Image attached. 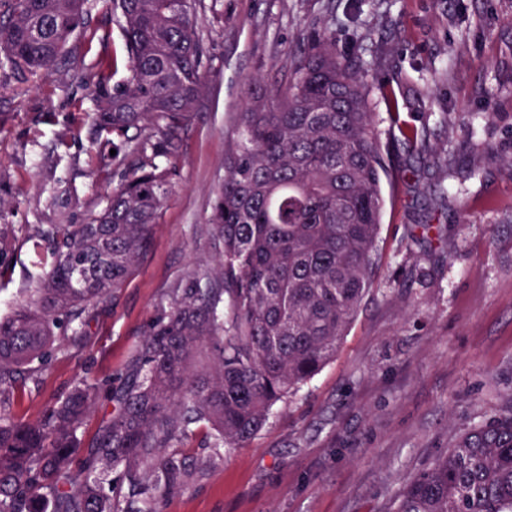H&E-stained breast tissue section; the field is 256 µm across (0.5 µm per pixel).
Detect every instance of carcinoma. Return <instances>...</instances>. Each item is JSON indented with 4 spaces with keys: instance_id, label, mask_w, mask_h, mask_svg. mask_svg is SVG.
I'll return each instance as SVG.
<instances>
[{
    "instance_id": "1",
    "label": "carcinoma",
    "mask_w": 512,
    "mask_h": 512,
    "mask_svg": "<svg viewBox=\"0 0 512 512\" xmlns=\"http://www.w3.org/2000/svg\"><path fill=\"white\" fill-rule=\"evenodd\" d=\"M88 0H0V52L19 74L58 72ZM129 61L101 71L88 130L135 162L82 224H39L31 302L0 317V512H164L243 448L272 408L336 351L369 293L393 164L370 112L374 63L323 32L290 55L288 85L240 113L210 223L215 266L177 281L119 377L78 379L35 419L13 411L27 382L86 328L153 245L166 186L208 91L197 0H111ZM380 94L399 125L398 100ZM0 224V276L17 249ZM109 406L92 436L88 419ZM197 428L211 448L184 447ZM393 512H512V408L474 424L396 496Z\"/></svg>"
}]
</instances>
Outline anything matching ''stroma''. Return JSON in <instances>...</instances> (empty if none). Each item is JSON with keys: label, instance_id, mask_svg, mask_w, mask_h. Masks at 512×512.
Instances as JSON below:
<instances>
[{"label": "stroma", "instance_id": "1", "mask_svg": "<svg viewBox=\"0 0 512 512\" xmlns=\"http://www.w3.org/2000/svg\"><path fill=\"white\" fill-rule=\"evenodd\" d=\"M89 4L67 45L80 78L0 69V174L9 186L0 224L20 232L58 223L65 189L70 223L83 222L135 160L126 152L107 175L96 171L101 147L86 130L98 64L111 63L117 83L128 62L107 0ZM348 4L202 0L210 93L183 138L153 247L111 311L91 322L83 348L57 352L14 404L34 419L75 379L122 374L169 288L213 266L212 202L248 79L285 82L289 53L324 27L341 54L381 52L374 87L420 101L399 108L417 134L411 144L372 97L380 141L421 183L447 186L448 206L427 210L404 183H382L373 286L335 358L165 512H392L398 492L464 429L512 405V0H361L354 21ZM416 224L441 225L442 235L412 236ZM41 272L21 242L0 302L27 303Z\"/></svg>", "mask_w": 512, "mask_h": 512}]
</instances>
